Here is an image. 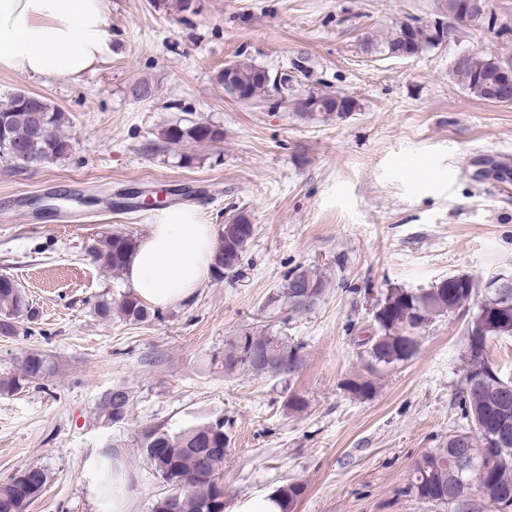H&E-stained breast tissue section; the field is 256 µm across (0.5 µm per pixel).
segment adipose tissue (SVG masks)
<instances>
[{
	"mask_svg": "<svg viewBox=\"0 0 512 512\" xmlns=\"http://www.w3.org/2000/svg\"><path fill=\"white\" fill-rule=\"evenodd\" d=\"M106 0H0V67L44 79L79 80L108 50ZM215 225L191 208L154 216L124 269L151 307L193 298L212 274Z\"/></svg>",
	"mask_w": 512,
	"mask_h": 512,
	"instance_id": "obj_1",
	"label": "adipose tissue"
}]
</instances>
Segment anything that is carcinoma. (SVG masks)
Wrapping results in <instances>:
<instances>
[{
	"mask_svg": "<svg viewBox=\"0 0 512 512\" xmlns=\"http://www.w3.org/2000/svg\"><path fill=\"white\" fill-rule=\"evenodd\" d=\"M445 30L439 21L430 26L401 25L383 44V52L391 55L405 48L415 56L426 48L444 45ZM452 73L468 93L483 101H495V91L506 76L512 77V63H505L482 51L473 50L455 58ZM217 81L233 99L248 103L269 100L281 94L276 76H265V69L254 64L234 61L229 76L219 72ZM354 102L346 95L315 94L307 102L295 105L303 115L349 112ZM65 113L45 97L25 91L11 95L0 104V162L12 168H27L29 163L9 151L11 145L24 150L28 157L45 165L66 160L72 155V140L64 133ZM165 148L184 144L209 145L224 141V128L208 121L168 124L161 132ZM253 225L242 221L236 230H219L214 272L220 280L240 265L252 239ZM137 241L124 232H114L99 241L94 249L101 265L114 272L124 270ZM328 281L309 270L294 269L274 300H285L290 311L305 315L324 295ZM478 291L474 280L464 274L451 275L447 282H438L428 289L416 291L390 288L376 306L373 325L376 333L370 343H361L368 357L367 374L349 378L346 389L359 398H367L376 390L374 374L380 367H391L416 355L422 331L436 318L469 310V302ZM485 296L477 311L467 321L482 326L484 349L472 347L466 339L463 355V387L457 397L461 418L471 422L472 429L456 431L440 448L422 456L415 463L408 488L420 500L435 507H452L461 503L457 496L472 478L469 470L456 464L466 445L461 440L468 433L480 436L487 444L482 449L485 469L477 479L482 501L488 506L506 504L512 512V378L501 375L488 358L486 346L492 339L512 338V279L489 280ZM133 324L161 318L160 312L145 305L133 292H125L119 300L103 298L96 303L100 317L109 318L112 310ZM30 316V308L20 285L12 277L0 274V336L11 337L18 332L17 319ZM269 347L279 355L278 364L270 371L261 369L247 358V353ZM303 362L302 346L290 343L284 336L269 331H244L225 340L224 372L257 376H291ZM47 358L38 351L17 358L14 372L0 374V394H14L26 385L44 378ZM132 397L121 388L106 393L98 404L101 417L112 424L124 422L130 414ZM230 437L224 420L186 427L169 433L160 428L143 432L138 447L147 468L160 482L180 488L178 512H224V455L213 454L206 466L200 456L209 448H227ZM124 458L112 442L105 443L95 463L98 486L104 500L112 498V479L120 471ZM50 474L41 465H30L10 481L0 483V512H26L39 499L49 482ZM306 491L302 481L290 482L278 492L283 512L293 507Z\"/></svg>",
	"mask_w": 512,
	"mask_h": 512,
	"instance_id": "cac0c4a2",
	"label": "carcinoma"
}]
</instances>
